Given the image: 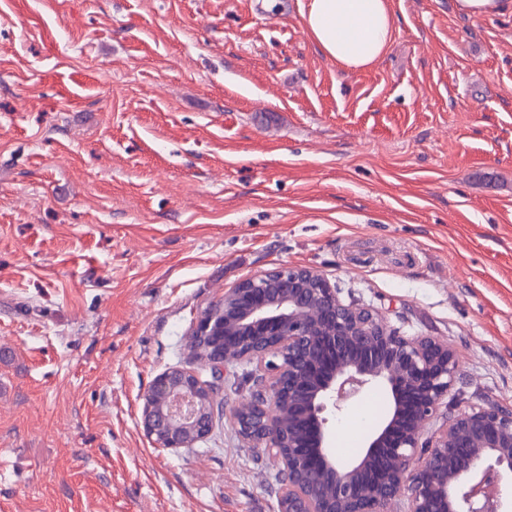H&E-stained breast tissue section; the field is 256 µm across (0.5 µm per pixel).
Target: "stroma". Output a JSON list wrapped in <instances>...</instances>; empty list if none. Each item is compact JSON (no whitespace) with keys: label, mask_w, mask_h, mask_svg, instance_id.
<instances>
[{"label":"stroma","mask_w":512,"mask_h":512,"mask_svg":"<svg viewBox=\"0 0 512 512\" xmlns=\"http://www.w3.org/2000/svg\"><path fill=\"white\" fill-rule=\"evenodd\" d=\"M304 2L0 0V512H278L228 418L171 450L141 414L197 315L282 265L451 346L450 407L512 409V13L393 0L346 74Z\"/></svg>","instance_id":"35a3bbf8"}]
</instances>
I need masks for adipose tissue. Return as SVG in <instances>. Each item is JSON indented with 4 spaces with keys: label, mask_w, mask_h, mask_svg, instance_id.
<instances>
[{
    "label": "adipose tissue",
    "mask_w": 512,
    "mask_h": 512,
    "mask_svg": "<svg viewBox=\"0 0 512 512\" xmlns=\"http://www.w3.org/2000/svg\"><path fill=\"white\" fill-rule=\"evenodd\" d=\"M301 17L309 39L343 73L371 68L396 29L392 0H305Z\"/></svg>",
    "instance_id": "1"
}]
</instances>
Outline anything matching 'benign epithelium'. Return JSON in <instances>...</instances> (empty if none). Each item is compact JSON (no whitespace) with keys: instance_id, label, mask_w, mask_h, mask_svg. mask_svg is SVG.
<instances>
[{"instance_id":"obj_1","label":"benign epithelium","mask_w":512,"mask_h":512,"mask_svg":"<svg viewBox=\"0 0 512 512\" xmlns=\"http://www.w3.org/2000/svg\"><path fill=\"white\" fill-rule=\"evenodd\" d=\"M194 334L218 337L224 361L256 366L261 395L230 411L238 436L278 460L288 484L281 512H502L501 471L512 472V410H438L459 369L448 344L409 337L369 306L346 303L306 266L264 271L202 311ZM219 381L175 367L143 395L142 424L157 448H190L208 436L202 393ZM376 387L391 407L350 461L330 451L329 414Z\"/></svg>"}]
</instances>
